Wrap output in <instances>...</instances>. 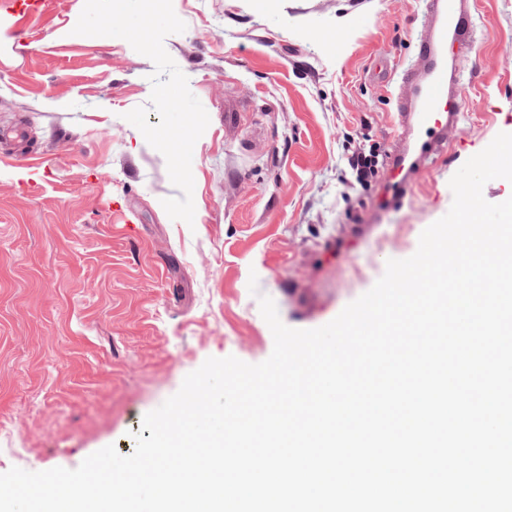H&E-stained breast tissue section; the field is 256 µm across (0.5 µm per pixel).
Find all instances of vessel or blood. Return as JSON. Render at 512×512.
Wrapping results in <instances>:
<instances>
[{
  "mask_svg": "<svg viewBox=\"0 0 512 512\" xmlns=\"http://www.w3.org/2000/svg\"><path fill=\"white\" fill-rule=\"evenodd\" d=\"M424 29L418 38L421 69L400 74L396 94V149L387 169L398 177L393 202L405 196L413 173L448 154V142L460 123V92L448 81L449 44L465 48L472 35L470 0H423Z\"/></svg>",
  "mask_w": 512,
  "mask_h": 512,
  "instance_id": "obj_1",
  "label": "vessel or blood"
}]
</instances>
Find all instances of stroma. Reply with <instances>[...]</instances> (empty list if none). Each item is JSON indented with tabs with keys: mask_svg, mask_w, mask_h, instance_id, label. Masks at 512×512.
<instances>
[{
	"mask_svg": "<svg viewBox=\"0 0 512 512\" xmlns=\"http://www.w3.org/2000/svg\"><path fill=\"white\" fill-rule=\"evenodd\" d=\"M172 2L186 29L164 46L210 118L192 226L166 213V160L124 118L149 105L153 62L75 35L85 0L23 26L0 4V128L24 132L0 141V473L131 454L144 414L207 358L270 356L258 294L288 327L327 324L512 133V0H473L459 131L394 205L386 166L362 184L348 160L391 149L395 100L374 71L416 63L421 0Z\"/></svg>",
	"mask_w": 512,
	"mask_h": 512,
	"instance_id": "obj_1",
	"label": "stroma"
}]
</instances>
